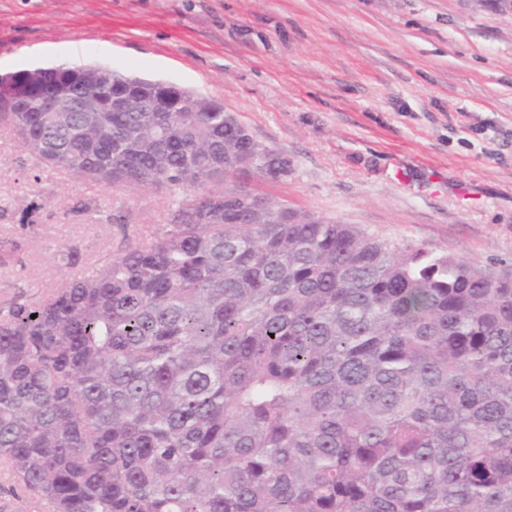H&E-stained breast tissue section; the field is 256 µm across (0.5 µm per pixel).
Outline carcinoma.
I'll return each mask as SVG.
<instances>
[{
  "instance_id": "cac0c4a2",
  "label": "carcinoma",
  "mask_w": 512,
  "mask_h": 512,
  "mask_svg": "<svg viewBox=\"0 0 512 512\" xmlns=\"http://www.w3.org/2000/svg\"><path fill=\"white\" fill-rule=\"evenodd\" d=\"M115 86L152 112H46ZM105 66L0 80L42 166L179 191L168 223L0 310V476L46 512H512V267L431 257L235 184L272 149ZM0 241L17 263L25 233ZM36 318H31V315Z\"/></svg>"
}]
</instances>
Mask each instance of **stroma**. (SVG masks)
I'll return each mask as SVG.
<instances>
[{
    "instance_id": "35a3bbf8",
    "label": "stroma",
    "mask_w": 512,
    "mask_h": 512,
    "mask_svg": "<svg viewBox=\"0 0 512 512\" xmlns=\"http://www.w3.org/2000/svg\"><path fill=\"white\" fill-rule=\"evenodd\" d=\"M97 63L217 100L288 178L276 201L380 239L512 266V14L495 0H0V77ZM179 194L36 170L0 131V214L38 225L0 300L41 296L125 250L115 213L163 224ZM80 201L96 208L74 213Z\"/></svg>"
}]
</instances>
